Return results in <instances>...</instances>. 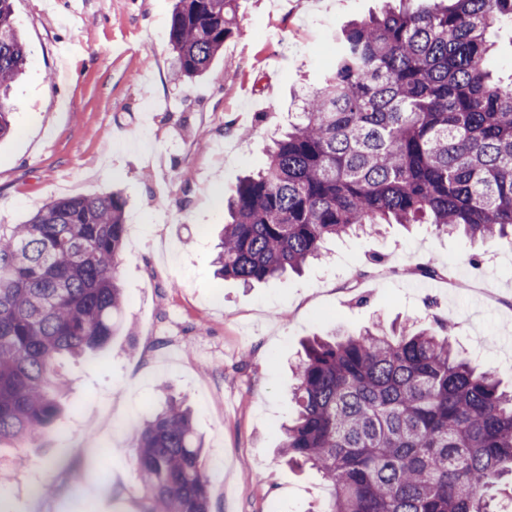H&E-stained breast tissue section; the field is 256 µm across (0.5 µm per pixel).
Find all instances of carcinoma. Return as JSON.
<instances>
[{
  "instance_id": "1",
  "label": "carcinoma",
  "mask_w": 512,
  "mask_h": 512,
  "mask_svg": "<svg viewBox=\"0 0 512 512\" xmlns=\"http://www.w3.org/2000/svg\"><path fill=\"white\" fill-rule=\"evenodd\" d=\"M238 0H175L174 76L205 74L239 31ZM512 0H399L350 23L298 121L228 202L217 275L248 285L298 271L325 243L380 224H429L512 246V73L488 67ZM27 64L0 0V138ZM118 192L53 198L0 224V446L25 448L61 413L64 358L98 362L118 329L126 240ZM453 324H379L308 341L288 462L328 482L322 512H499L512 496V390L458 356ZM143 512H209L213 473L173 398L135 432Z\"/></svg>"
}]
</instances>
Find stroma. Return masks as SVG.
Masks as SVG:
<instances>
[{
	"mask_svg": "<svg viewBox=\"0 0 512 512\" xmlns=\"http://www.w3.org/2000/svg\"><path fill=\"white\" fill-rule=\"evenodd\" d=\"M384 4L239 0L241 35L205 77L177 82L173 0H13L28 62L0 140V224L52 198L121 189L127 328L105 367L65 363L57 431L5 449V512H140L133 433L167 392L193 410L215 473L210 512H321L326 482L280 453L289 367L316 334L449 319L460 354L512 383L507 245L389 224L329 242V259L299 274L249 288L214 274L227 197L332 68L336 36ZM429 259L454 265L463 287L406 274ZM47 483L51 495H32Z\"/></svg>",
	"mask_w": 512,
	"mask_h": 512,
	"instance_id": "stroma-1",
	"label": "stroma"
}]
</instances>
